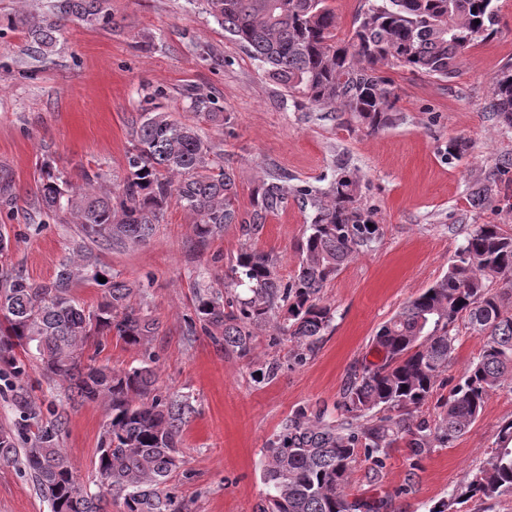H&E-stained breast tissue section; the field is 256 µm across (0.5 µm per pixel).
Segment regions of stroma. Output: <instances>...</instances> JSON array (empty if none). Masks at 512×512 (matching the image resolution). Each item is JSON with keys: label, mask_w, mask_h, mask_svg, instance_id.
Segmentation results:
<instances>
[{"label": "stroma", "mask_w": 512, "mask_h": 512, "mask_svg": "<svg viewBox=\"0 0 512 512\" xmlns=\"http://www.w3.org/2000/svg\"><path fill=\"white\" fill-rule=\"evenodd\" d=\"M109 6L111 26L67 23L56 52L40 59L25 54L20 31L0 29V169L12 175L19 201L14 212L0 211L10 235L1 264L37 282L56 274L77 228L52 219L30 223L27 203L38 166L48 155L72 180L93 169L106 182H119L130 147L126 119L158 89L165 92L167 111L195 121L200 135L223 150L225 165L237 176L241 212L251 211L254 188L266 171L313 189L346 171L357 176L379 226L373 247L323 288L334 320L300 364L285 339L256 336L247 359L210 337L187 335L184 327L194 282L202 278L223 288L243 243L278 255L281 279L294 275L297 244L312 216L295 199L268 215L256 235L230 224L203 245L194 216L174 204L146 242L96 251L112 275L141 288L161 323L145 349L109 339L98 363L122 370L152 353L159 386L189 396L194 408L182 435L185 463L169 481L182 512H253L267 492V442L284 420L318 407L338 417L350 370L376 358L371 342L378 328L444 275L475 225L497 224L512 234V128L499 125L489 109L492 79L512 62V0H498L497 33L470 49L454 77L391 72L399 96L396 118L375 132L289 97L198 0H109ZM196 88L218 98L229 124L195 117L187 93ZM452 139L467 143L461 156H449ZM485 184L491 196L475 204L473 193ZM272 362L279 365L275 378L257 380ZM25 381L63 419L60 446L77 478L90 483L105 407L70 403L61 391L48 389L34 368ZM510 420L512 389H497L450 447L415 469L405 447L392 449L379 480H370L366 464H359L346 492L387 498V512H428L487 460L498 426ZM0 512H49L24 469L0 464Z\"/></svg>", "instance_id": "stroma-1"}]
</instances>
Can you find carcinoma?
<instances>
[{
    "instance_id": "1",
    "label": "carcinoma",
    "mask_w": 512,
    "mask_h": 512,
    "mask_svg": "<svg viewBox=\"0 0 512 512\" xmlns=\"http://www.w3.org/2000/svg\"><path fill=\"white\" fill-rule=\"evenodd\" d=\"M345 37L329 0H202L206 13L248 51L268 74L310 105L349 115L378 131L393 123L398 95L388 76L406 70L422 78L448 79L468 51L496 32V0H372ZM112 24L108 0H19L7 26H22L28 51L42 58L56 48L61 22ZM490 109L512 128V64L493 78ZM131 116L132 147L123 180L107 187L97 171L74 182L49 161L40 165L31 206L39 214L79 226L55 276L34 282L0 270V377H12V402L22 424L0 428V462L21 463L32 474L50 512H106L110 498L125 512H180L165 491L184 464L181 433L193 412L189 398L160 391L154 358L129 370L95 365L103 338L131 347L156 336L159 320L138 289L109 276L92 246L124 247L146 241L176 201L196 215L195 235L204 243L228 224L247 235L259 231L288 193L313 210L309 233L298 245L300 263L288 281L277 275V256L245 247L232 260L229 286L194 285L193 315L186 332L202 333L241 358L253 351L259 332L294 342L293 359L306 360L333 321L320 292L352 258L372 247L379 226L360 202L359 180L342 174L320 193L288 187V176L268 173L254 192L253 209L242 213L235 171L195 127L174 118L155 99ZM191 108L224 125V107L202 93L189 94ZM17 206L12 177L0 173V209ZM107 282L104 300L87 309L72 295L76 281ZM502 282L499 288L493 287ZM246 288L241 296L236 287ZM484 337L478 357L465 368L431 421L418 416L435 389L448 383L459 326ZM379 363L363 361L347 376L343 419L325 411H297L266 448L262 473L268 493L255 512H383V499H348L355 465L372 478L385 468L391 448L404 443L414 470L438 448L464 435L480 417L490 392L512 388V235L498 224H478L434 285L408 300L376 332ZM33 357L48 385L62 386L73 403L107 407L94 461L97 490L74 475L59 446L62 422H43L41 402L20 383ZM488 461L450 498L429 512H452L471 499L512 497V420L499 426ZM26 447H17V441Z\"/></svg>"
}]
</instances>
